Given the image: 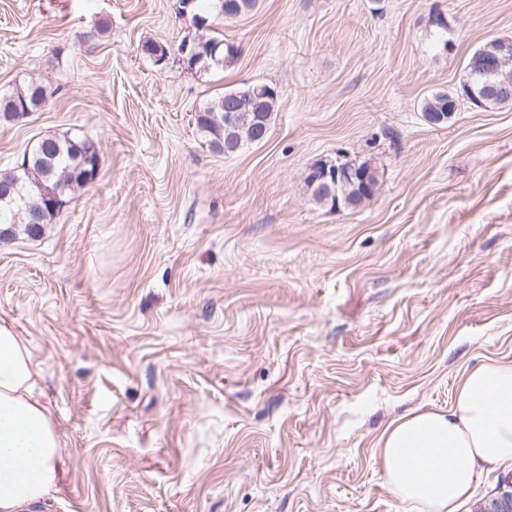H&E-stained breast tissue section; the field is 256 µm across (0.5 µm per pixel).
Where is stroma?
Masks as SVG:
<instances>
[{"mask_svg": "<svg viewBox=\"0 0 512 512\" xmlns=\"http://www.w3.org/2000/svg\"><path fill=\"white\" fill-rule=\"evenodd\" d=\"M178 8L0 0V94L48 95L0 121V170L49 135L100 160L41 235L0 226V326L61 442L26 512H412L379 436L512 362V104L421 112L512 39V0H256L213 22L236 53L200 73ZM257 82L267 139L203 144L196 112ZM339 155L377 175L360 208L307 196ZM46 99V88L36 81H30L28 84L16 92L10 94H4L0 97L1 103L8 101V103L14 104L17 101L20 104H28L32 107L33 112L37 111ZM448 92H436L431 96L427 97L422 105V112L425 120L434 126H441L448 123V120L452 118L455 113L457 102L452 97L448 98ZM448 106V112H443Z\"/></svg>", "mask_w": 512, "mask_h": 512, "instance_id": "stroma-1", "label": "stroma"}]
</instances>
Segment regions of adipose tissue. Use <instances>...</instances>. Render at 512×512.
I'll use <instances>...</instances> for the list:
<instances>
[{
  "label": "adipose tissue",
  "instance_id": "obj_1",
  "mask_svg": "<svg viewBox=\"0 0 512 512\" xmlns=\"http://www.w3.org/2000/svg\"><path fill=\"white\" fill-rule=\"evenodd\" d=\"M39 370L19 337L0 327V512L48 494L61 442L36 394ZM386 483L419 512H457L481 468L512 466V363L465 370L445 411L392 421L378 443Z\"/></svg>",
  "mask_w": 512,
  "mask_h": 512
}]
</instances>
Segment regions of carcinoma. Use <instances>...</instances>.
<instances>
[{
	"instance_id": "obj_1",
	"label": "carcinoma",
	"mask_w": 512,
	"mask_h": 512,
	"mask_svg": "<svg viewBox=\"0 0 512 512\" xmlns=\"http://www.w3.org/2000/svg\"><path fill=\"white\" fill-rule=\"evenodd\" d=\"M256 0H245L242 9L224 10L222 0H193L188 9L192 20L201 19L212 22L220 16L236 17L252 9ZM207 43L202 45L197 55L207 58L210 48L217 46L222 57L234 54V46L224 41V35L213 33L206 36ZM227 90L199 110L196 127L200 137L212 149L227 154L233 148L243 149L253 145L254 126L252 118L241 121L236 129L224 130V119L220 115L230 105ZM46 99V88L36 82L28 84L10 94L0 97V104L18 102L28 104L32 110H38ZM448 106V93L440 91L427 97L422 105L424 112H441ZM48 153L40 155L30 152L22 157L21 163L10 171H0V189L14 187L12 196L0 199V224L12 223V212L25 207L44 210L43 223L49 224L60 213L66 203L67 192L74 187L84 185L82 177L95 167L98 155L91 150L85 141L77 138L49 137Z\"/></svg>"
}]
</instances>
